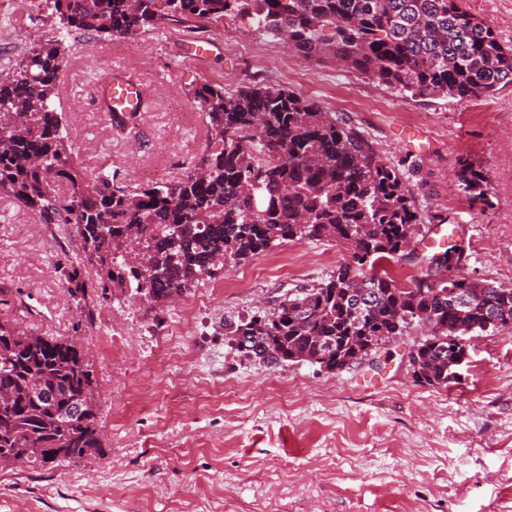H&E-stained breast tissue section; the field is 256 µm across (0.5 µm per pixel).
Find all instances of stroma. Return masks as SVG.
I'll list each match as a JSON object with an SVG mask.
<instances>
[{"label": "stroma", "instance_id": "obj_1", "mask_svg": "<svg viewBox=\"0 0 512 512\" xmlns=\"http://www.w3.org/2000/svg\"><path fill=\"white\" fill-rule=\"evenodd\" d=\"M464 6L512 47V0ZM57 26L45 0H0V74ZM199 37L216 42L202 64ZM68 44L61 109L76 166L128 186L181 177L207 140L195 87H284L409 164L420 231L395 268L417 273L415 254L441 226L465 241L470 278L512 285V85L467 102L404 96L269 44L231 14L220 29L168 24L118 41L77 32ZM111 77L148 90L135 127L114 129L98 110L95 86ZM465 161L484 171L488 204L460 189ZM62 250L34 213L0 197V322L85 353L102 448L50 470L0 466V512H512V329L468 337L469 362L445 388L407 372L420 327L341 370L271 367L241 357L225 324L325 282L350 261L344 246H271L151 311L128 293L81 309Z\"/></svg>", "mask_w": 512, "mask_h": 512}]
</instances>
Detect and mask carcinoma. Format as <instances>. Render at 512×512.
<instances>
[{
    "label": "carcinoma",
    "mask_w": 512,
    "mask_h": 512,
    "mask_svg": "<svg viewBox=\"0 0 512 512\" xmlns=\"http://www.w3.org/2000/svg\"><path fill=\"white\" fill-rule=\"evenodd\" d=\"M47 2L58 34L34 42L0 78V195L43 224L74 230L78 251L67 262L94 270L75 285L81 300L90 290H130L154 304L272 245L324 240L347 247L352 262L225 325L244 357L334 371L415 323L427 334L409 351L414 381L446 387L448 370L467 363L465 325L512 327V288L467 277L458 240L416 256L411 288L387 273L384 263L404 255L418 232L402 171L350 122L287 88L201 84L193 100L206 148L181 178L135 188L75 168L57 111L73 33L119 39L168 21L219 27L228 13L305 58L353 68L401 95L490 96L512 84V48L463 0H166L164 14L155 0ZM458 181L488 202L480 170L468 164ZM96 388L74 343L1 323L0 457L46 468L99 452Z\"/></svg>",
    "instance_id": "cac0c4a2"
}]
</instances>
